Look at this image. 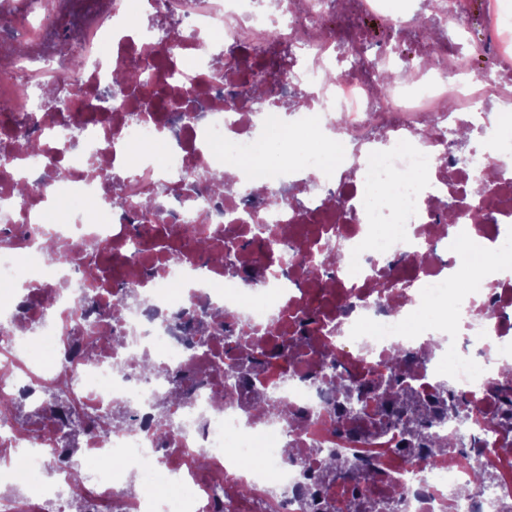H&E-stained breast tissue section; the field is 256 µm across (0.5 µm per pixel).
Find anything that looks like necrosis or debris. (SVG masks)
I'll return each mask as SVG.
<instances>
[{
  "label": "necrosis or debris",
  "mask_w": 512,
  "mask_h": 512,
  "mask_svg": "<svg viewBox=\"0 0 512 512\" xmlns=\"http://www.w3.org/2000/svg\"><path fill=\"white\" fill-rule=\"evenodd\" d=\"M340 2L0 0V408L23 410L0 425V512H512V477L473 476L512 459V277L466 260L512 253L502 0L480 74L447 40L471 0ZM246 78L270 99L230 97ZM474 131L465 166L451 143ZM396 350L424 405L467 399L439 454L331 385L372 388ZM332 451L377 475L323 478Z\"/></svg>",
  "instance_id": "4bbe7bcc"
}]
</instances>
